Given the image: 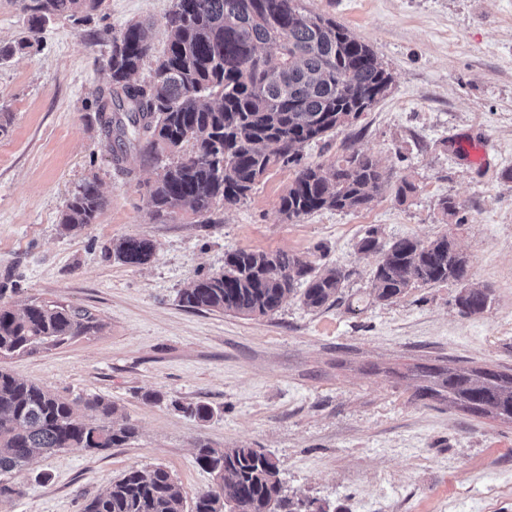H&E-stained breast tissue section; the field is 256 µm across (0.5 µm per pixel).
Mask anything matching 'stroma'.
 I'll list each match as a JSON object with an SVG mask.
<instances>
[{"label": "stroma", "instance_id": "stroma-1", "mask_svg": "<svg viewBox=\"0 0 512 512\" xmlns=\"http://www.w3.org/2000/svg\"><path fill=\"white\" fill-rule=\"evenodd\" d=\"M369 44L391 76L350 126L305 146V161L366 154L392 183L364 209L288 221L278 202L295 177L275 167L249 197L216 203L211 221L155 219L146 190L156 169L140 155L114 164L99 143L97 90L110 84L112 36L152 25L156 48L173 0H104L89 18L61 17L31 32L18 0H0V302L85 308L98 329L50 349L0 357L18 378L68 398L114 403L137 437L121 448H66L19 474L22 496L0 512H81L133 466H164L186 497L210 476L195 444H247L280 461L286 496L326 512H512V423L418 396L424 366L512 369V0H303ZM487 164L470 163L466 141ZM97 177L105 204L93 224L62 233L79 186ZM416 190L398 200L400 180ZM457 212L444 216L439 203ZM448 235L468 255L466 284L420 286L379 303L377 263L358 243ZM150 239L151 261L109 258L112 240ZM286 251L343 268L335 306L293 297L273 315L194 311L179 301L226 253ZM489 288L479 315L462 314V287ZM156 392L160 401L144 396ZM203 402L206 422L180 411Z\"/></svg>", "mask_w": 512, "mask_h": 512}]
</instances>
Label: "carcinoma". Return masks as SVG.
Returning a JSON list of instances; mask_svg holds the SVG:
<instances>
[{"label": "carcinoma", "instance_id": "obj_1", "mask_svg": "<svg viewBox=\"0 0 512 512\" xmlns=\"http://www.w3.org/2000/svg\"><path fill=\"white\" fill-rule=\"evenodd\" d=\"M19 2L37 32L59 17H87L103 0ZM164 34L166 45L158 54L139 23L112 36L111 84L95 98L103 147L112 161L119 165L136 152L158 169L147 189L154 216L183 211L209 224L217 201L239 203L278 164L297 168L279 201L288 220L322 209L366 208L382 191L388 178L368 156L353 155L327 168L302 163L305 145L352 124L391 82L374 50L346 28L308 12L302 0H175ZM266 45L276 47V58L261 52ZM152 56V79L133 81ZM103 205L97 177L86 179L62 215L64 230L93 223ZM359 251L381 254L372 280L379 302L415 285L468 279V258L446 235L384 245L373 229ZM108 252L140 266L151 260L153 245L124 237ZM345 279L340 268L316 267L294 253L236 250L225 255L224 270L193 279L180 302L195 310L263 317L295 295L317 311L336 305ZM489 297L487 288H465L456 305L464 314H480ZM95 327L87 309L33 302L16 310L0 304V355L58 346ZM425 373L430 384L421 397L512 422V372L433 366ZM176 406L200 421L213 416L203 403ZM83 407L95 417L87 418ZM116 411L101 397L69 399L0 367V500L23 494L13 477L37 454L105 451L133 439L136 427L114 421ZM195 461L221 483L198 491L190 506L168 470L132 466L85 501L83 512H326L312 501L294 504L283 496L279 461L260 449L200 441Z\"/></svg>", "mask_w": 512, "mask_h": 512}]
</instances>
